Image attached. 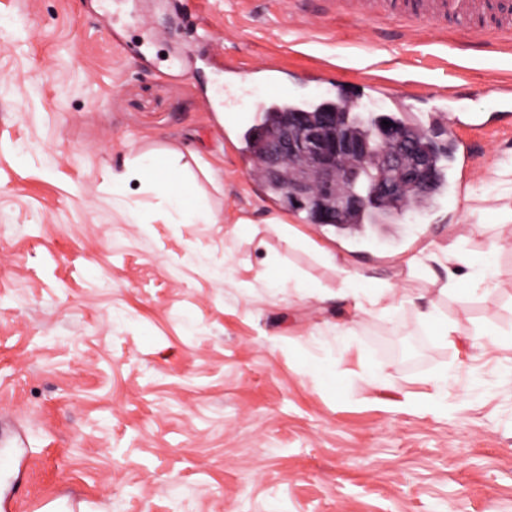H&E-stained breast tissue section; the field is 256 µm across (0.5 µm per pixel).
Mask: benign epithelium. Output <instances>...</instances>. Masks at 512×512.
Instances as JSON below:
<instances>
[{"label": "benign epithelium", "mask_w": 512, "mask_h": 512, "mask_svg": "<svg viewBox=\"0 0 512 512\" xmlns=\"http://www.w3.org/2000/svg\"><path fill=\"white\" fill-rule=\"evenodd\" d=\"M369 116L375 127L372 139L352 137L336 127V112H321L309 122L301 112L288 115L279 127L262 133L265 165L271 174L285 163L300 165L288 181L286 197L291 206L317 200L310 222L336 223L346 211L389 204L396 214L414 193L427 197L436 182L430 154L419 150L396 122Z\"/></svg>", "instance_id": "obj_1"}]
</instances>
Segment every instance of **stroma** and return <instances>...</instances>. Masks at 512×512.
<instances>
[{"label":"stroma","mask_w":512,"mask_h":512,"mask_svg":"<svg viewBox=\"0 0 512 512\" xmlns=\"http://www.w3.org/2000/svg\"><path fill=\"white\" fill-rule=\"evenodd\" d=\"M380 29L389 47L279 0H0V431L23 430L31 455L10 512L61 489L92 512H512V247L489 250L512 235L496 173L512 113L487 93L512 79V49ZM227 55L276 61L315 101L368 75L376 115L464 86L450 108L475 162L391 223H308L250 182L206 103L234 79ZM164 149L217 223H173L147 183L113 184ZM448 248L489 254L490 293L439 295ZM345 269L396 299L340 338L348 305L327 292ZM422 294L465 335L432 336Z\"/></svg>","instance_id":"1"}]
</instances>
